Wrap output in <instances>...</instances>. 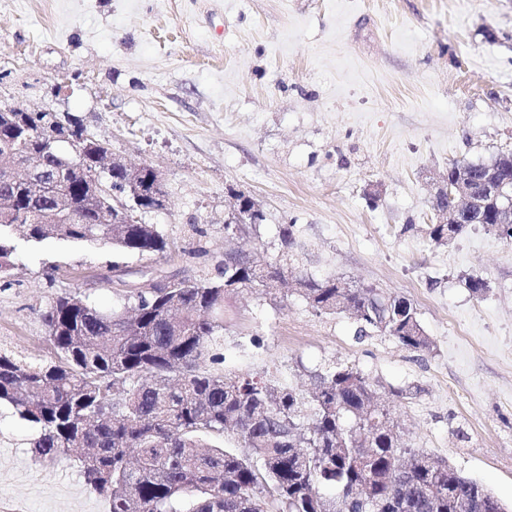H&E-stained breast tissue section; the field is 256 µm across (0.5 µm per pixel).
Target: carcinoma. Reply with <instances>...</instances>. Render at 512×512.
I'll use <instances>...</instances> for the list:
<instances>
[{
	"mask_svg": "<svg viewBox=\"0 0 512 512\" xmlns=\"http://www.w3.org/2000/svg\"><path fill=\"white\" fill-rule=\"evenodd\" d=\"M51 112L0 115V153L24 142L40 160L34 181H0L17 200L15 219L52 210L37 185L61 172L79 205L74 224H24L32 241L87 242L162 257L174 240L157 224H103L108 200L93 194L96 154L63 152L56 133L78 141ZM454 169L489 177L512 194V151ZM476 223L512 240L487 202ZM466 224H429L438 245ZM226 250L214 270L183 276L172 288H135L110 312L79 289H66L41 318L51 350L33 360L0 346V405L35 425L39 456L76 452L88 489L110 512H506L481 483L432 456L407 448L388 404L361 372L330 364L310 393L249 372H227L224 299L251 291L281 301L296 294L318 313L351 314L358 334L380 332L423 352L432 341L403 296L297 271L304 250L296 225L279 226L268 246L259 224H226Z\"/></svg>",
	"mask_w": 512,
	"mask_h": 512,
	"instance_id": "obj_1",
	"label": "carcinoma"
}]
</instances>
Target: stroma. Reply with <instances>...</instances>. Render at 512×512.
I'll list each match as a JSON object with an SVG mask.
<instances>
[{
  "label": "stroma",
  "instance_id": "1",
  "mask_svg": "<svg viewBox=\"0 0 512 512\" xmlns=\"http://www.w3.org/2000/svg\"><path fill=\"white\" fill-rule=\"evenodd\" d=\"M0 107L77 116L155 168L169 208L148 220L179 246L147 260L9 232L1 344L49 356L41 310L74 287L118 306L113 268L197 274L242 191L265 242L296 224L300 270L408 298L432 348L244 292L224 301L228 368L308 389L325 364L353 367L409 448L512 504V243L478 224L441 246L424 231L449 163L512 149V0H0ZM36 434L0 408V512H109L76 455L40 459Z\"/></svg>",
  "mask_w": 512,
  "mask_h": 512
}]
</instances>
